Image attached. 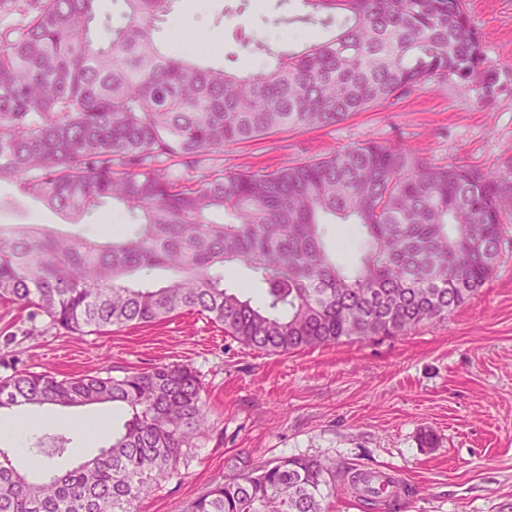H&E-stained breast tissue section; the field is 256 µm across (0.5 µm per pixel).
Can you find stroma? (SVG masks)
<instances>
[{"instance_id":"stroma-1","label":"stroma","mask_w":512,"mask_h":512,"mask_svg":"<svg viewBox=\"0 0 512 512\" xmlns=\"http://www.w3.org/2000/svg\"><path fill=\"white\" fill-rule=\"evenodd\" d=\"M227 0H176L160 24L170 51L204 63L272 65V52L316 36L282 23L302 0H265L223 25ZM493 85L447 80L414 89L326 128H294L225 147V171L275 170L368 141L408 145L428 161L512 171V0H466ZM268 46L243 48L241 37ZM0 224L66 218L27 199ZM180 363L201 376L207 422L180 474L153 487L137 512H185L215 483L288 456L395 473L410 489L395 512H512V248L485 285L447 319L408 335L290 353L260 351L195 313L151 325L73 334L0 300V377L18 370L64 379ZM435 438L425 447L422 433Z\"/></svg>"}]
</instances>
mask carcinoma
<instances>
[{"mask_svg": "<svg viewBox=\"0 0 512 512\" xmlns=\"http://www.w3.org/2000/svg\"><path fill=\"white\" fill-rule=\"evenodd\" d=\"M0 0V188L65 215L73 230L0 224V299L72 333L192 311L272 353L407 334L448 318L492 278L512 241V173L437 165L406 145L364 143L265 170L224 171V146L288 127H326L415 88L482 73L464 0H303L291 21L327 37L238 73L176 57L159 23L176 0ZM119 205L110 241L84 220ZM358 229L336 259L334 224ZM246 266L261 300L224 287ZM166 272L162 284L145 281ZM112 403V440L61 474L20 472L0 448V512H135L179 475L207 420L195 370L159 363L122 376L0 379V411ZM73 439L39 440V462ZM344 476L370 512L376 472ZM336 466L290 456L214 485L188 512H324Z\"/></svg>", "mask_w": 512, "mask_h": 512, "instance_id": "carcinoma-1", "label": "carcinoma"}]
</instances>
